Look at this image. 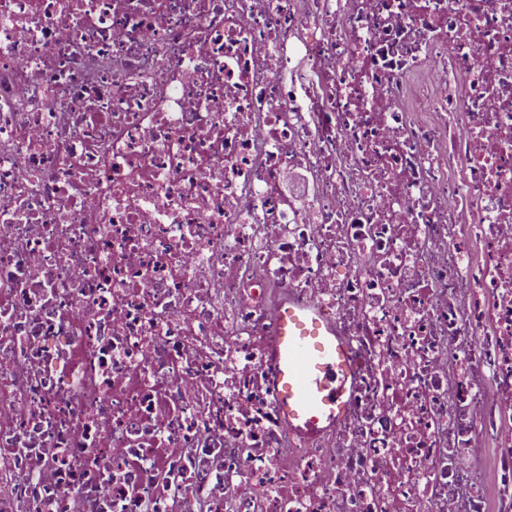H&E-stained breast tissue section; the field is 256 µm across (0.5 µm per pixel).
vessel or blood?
Wrapping results in <instances>:
<instances>
[{
  "label": "vessel or blood",
  "instance_id": "vessel-or-blood-1",
  "mask_svg": "<svg viewBox=\"0 0 512 512\" xmlns=\"http://www.w3.org/2000/svg\"><path fill=\"white\" fill-rule=\"evenodd\" d=\"M270 350L278 407L302 434L334 426L345 414L356 364L345 339L321 310L280 302Z\"/></svg>",
  "mask_w": 512,
  "mask_h": 512
}]
</instances>
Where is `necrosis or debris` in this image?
Returning <instances> with one entry per match:
<instances>
[{
    "mask_svg": "<svg viewBox=\"0 0 512 512\" xmlns=\"http://www.w3.org/2000/svg\"><path fill=\"white\" fill-rule=\"evenodd\" d=\"M0 512H512V0H0ZM270 350L278 407L302 434L334 426L345 414L356 364L345 339L319 309L282 301Z\"/></svg>",
    "mask_w": 512,
    "mask_h": 512,
    "instance_id": "4bbe7bcc",
    "label": "necrosis or debris"
}]
</instances>
